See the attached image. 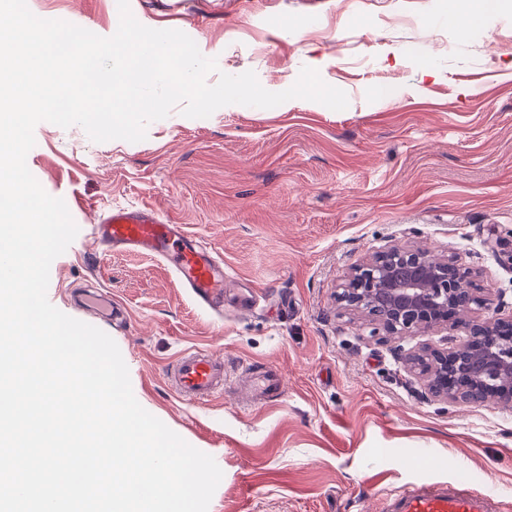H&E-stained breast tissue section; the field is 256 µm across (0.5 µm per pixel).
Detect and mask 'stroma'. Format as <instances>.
<instances>
[{
	"instance_id": "1",
	"label": "stroma",
	"mask_w": 512,
	"mask_h": 512,
	"mask_svg": "<svg viewBox=\"0 0 512 512\" xmlns=\"http://www.w3.org/2000/svg\"><path fill=\"white\" fill-rule=\"evenodd\" d=\"M129 3L216 59L208 83L251 70L280 92L307 66L349 99L176 108L136 143L35 128L27 166L76 224L150 207L234 273L210 310L156 259L80 236L50 268L55 307L111 336L140 405L215 459L208 512H382L388 489L462 479L512 512V408L424 400L406 370L456 330L384 342L333 298L351 265L408 243L457 256L512 314V5L467 29L468 0ZM29 8L103 37L119 23L117 0ZM190 349L224 360L204 403L169 385Z\"/></svg>"
}]
</instances>
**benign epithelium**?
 <instances>
[{
	"instance_id": "1",
	"label": "benign epithelium",
	"mask_w": 512,
	"mask_h": 512,
	"mask_svg": "<svg viewBox=\"0 0 512 512\" xmlns=\"http://www.w3.org/2000/svg\"><path fill=\"white\" fill-rule=\"evenodd\" d=\"M468 272L450 256L391 244L354 265L341 279L336 303L372 326L370 335L410 336L452 327L463 333L446 347L409 358L422 396L455 405L488 400L512 406V315L490 310Z\"/></svg>"
}]
</instances>
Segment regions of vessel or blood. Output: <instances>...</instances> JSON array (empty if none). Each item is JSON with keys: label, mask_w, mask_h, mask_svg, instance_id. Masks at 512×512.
I'll return each mask as SVG.
<instances>
[{"label": "vessel or blood", "mask_w": 512, "mask_h": 512, "mask_svg": "<svg viewBox=\"0 0 512 512\" xmlns=\"http://www.w3.org/2000/svg\"><path fill=\"white\" fill-rule=\"evenodd\" d=\"M103 249L144 253L165 263L197 305L210 307L228 277L222 259L204 249L183 225L169 223L149 207L116 209L91 225ZM172 387L179 398L205 402L224 384V364L211 353L191 350L173 362ZM385 512H500V495L465 483L401 486L384 495Z\"/></svg>", "instance_id": "vessel-or-blood-1"}]
</instances>
